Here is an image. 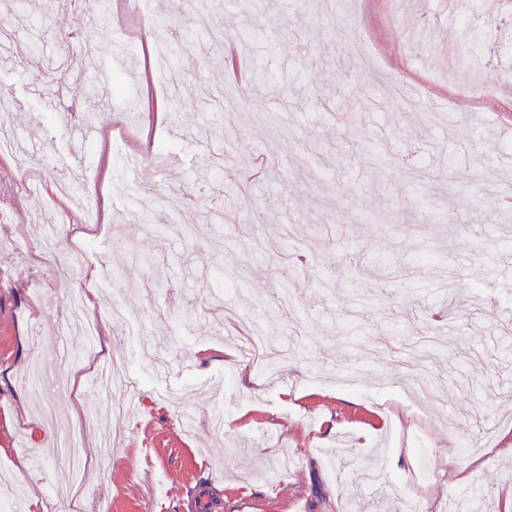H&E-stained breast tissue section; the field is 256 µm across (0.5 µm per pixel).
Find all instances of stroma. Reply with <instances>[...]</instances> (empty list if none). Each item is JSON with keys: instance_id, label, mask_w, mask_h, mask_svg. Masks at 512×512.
<instances>
[{"instance_id": "stroma-1", "label": "stroma", "mask_w": 512, "mask_h": 512, "mask_svg": "<svg viewBox=\"0 0 512 512\" xmlns=\"http://www.w3.org/2000/svg\"><path fill=\"white\" fill-rule=\"evenodd\" d=\"M66 0H0L11 46L0 88L18 104L6 115L33 144L45 185L88 183L110 215L90 243L101 267L70 261L72 232L50 233L53 205L6 183L0 156V503L54 512L53 493L83 476L81 512H401L407 498L442 512L474 489L489 512L512 501V24L484 10L448 14L447 0H215L222 22L201 29L195 0H160L181 37L152 93L153 113L128 112L154 54L139 20L124 45L104 38L71 61L72 126L113 137L137 122L153 140L143 186L126 172L98 174L99 140L76 142L57 113L28 94L53 77L61 50L102 16L75 21ZM485 31L483 70L496 100L454 103L469 72L449 65L465 26ZM242 44L256 76L242 106L213 57ZM120 94L90 105L103 72ZM408 79L396 104L385 90ZM193 130L172 139L171 124ZM53 240L58 262L41 259ZM93 285L91 310L127 294L128 318L66 360L51 350L69 291ZM263 336L268 380L239 362L232 340ZM125 363L133 381L122 434L112 398L94 383L93 358ZM40 362L44 380L30 383ZM427 367L426 386L405 374ZM54 402L82 420L85 454L72 462L44 419ZM224 432H211L213 413ZM192 414L185 428L181 419Z\"/></svg>"}]
</instances>
